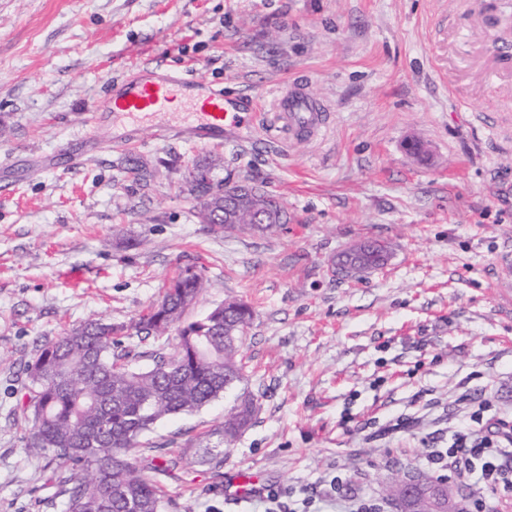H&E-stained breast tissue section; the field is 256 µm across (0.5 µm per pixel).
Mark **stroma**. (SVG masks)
I'll list each match as a JSON object with an SVG mask.
<instances>
[{
    "label": "stroma",
    "instance_id": "35a3bbf8",
    "mask_svg": "<svg viewBox=\"0 0 512 512\" xmlns=\"http://www.w3.org/2000/svg\"><path fill=\"white\" fill-rule=\"evenodd\" d=\"M509 28L512 0H0V179L15 183L0 194V512H64L13 425L37 343L130 322L188 268L207 284L186 319L252 307L241 387L259 410L218 474L197 455L234 392L143 436L182 460L164 512H265L225 496L244 472L284 512H342L337 475L395 512L388 480L431 474L473 401L512 421V54L490 47ZM152 63L252 102L254 123L196 143L179 104L113 149L94 104ZM292 80L330 114L317 138L273 123ZM61 145L77 169L44 167ZM211 157L218 178L279 196L287 224L200 223L182 179ZM374 241L392 247L383 268L337 276L338 255Z\"/></svg>",
    "mask_w": 512,
    "mask_h": 512
}]
</instances>
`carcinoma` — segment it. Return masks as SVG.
Returning <instances> with one entry per match:
<instances>
[{
    "instance_id": "carcinoma-1",
    "label": "carcinoma",
    "mask_w": 512,
    "mask_h": 512,
    "mask_svg": "<svg viewBox=\"0 0 512 512\" xmlns=\"http://www.w3.org/2000/svg\"><path fill=\"white\" fill-rule=\"evenodd\" d=\"M224 187L209 164L197 170L191 192L213 196ZM268 199V223L257 224L254 209ZM286 223L281 201L267 190L242 203L238 223L217 228L254 234ZM346 262L358 270L380 269L385 256L371 243L346 255ZM205 285L203 272L187 270L169 280L161 299L137 320L89 319L42 341L24 362L28 383L14 426L25 447L47 460L65 512H162L163 478L180 461L139 454L141 437L166 417L200 410L243 379L239 342L252 309L241 300H228L200 319L183 321L184 297L200 295ZM177 324L174 355L142 349ZM134 336L138 344L126 345L125 339ZM141 357L151 358L152 366L136 367ZM257 410V396L242 392L211 435L230 447L252 425ZM201 463L215 471L224 467V451L204 448Z\"/></svg>"
}]
</instances>
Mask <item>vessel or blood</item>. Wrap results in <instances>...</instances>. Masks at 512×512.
I'll return each instance as SVG.
<instances>
[{
  "mask_svg": "<svg viewBox=\"0 0 512 512\" xmlns=\"http://www.w3.org/2000/svg\"><path fill=\"white\" fill-rule=\"evenodd\" d=\"M181 87V80L172 71L143 67L130 75L110 98L96 102L95 109L121 114L135 121L165 111L169 103L177 99ZM188 117L192 121L191 130L199 140L248 120L247 113L227 111L223 95L216 92L206 93L192 102ZM274 120L289 138L312 139L326 126L328 115L307 85L295 80L280 97ZM263 488L259 480L237 478L225 485L224 492L242 503L257 496Z\"/></svg>",
  "mask_w": 512,
  "mask_h": 512,
  "instance_id": "1",
  "label": "vessel or blood"
}]
</instances>
